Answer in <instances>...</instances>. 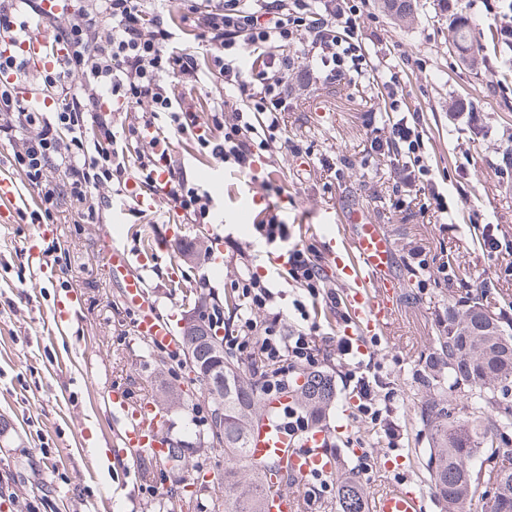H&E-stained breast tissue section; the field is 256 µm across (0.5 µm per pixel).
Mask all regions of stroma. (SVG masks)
<instances>
[{
	"instance_id": "35a3bbf8",
	"label": "stroma",
	"mask_w": 512,
	"mask_h": 512,
	"mask_svg": "<svg viewBox=\"0 0 512 512\" xmlns=\"http://www.w3.org/2000/svg\"><path fill=\"white\" fill-rule=\"evenodd\" d=\"M363 20L378 75L397 65L406 103L421 116L431 178L448 195V224L428 222L415 207L395 210L389 166L363 160L370 133L366 114L378 106L375 89L365 82L292 86L285 118L289 137L311 152L305 166L273 148L252 172L241 173L204 155L192 136H180L173 148L175 167L215 201L219 221L204 228L183 223L173 209L148 208L142 217L132 216L112 186L98 190L112 201L103 223L60 219L39 227L37 194L15 173L11 146L0 145V173L16 185L11 213L0 217V421L7 423L0 428V512H188L174 479L160 473L148 453L123 447L122 422L111 404L116 389L137 403L154 394L184 395L165 429L187 445L184 477L200 470L208 475L195 502L203 504V512H224V451L200 436L193 421L194 410L209 409L208 396L187 368L137 335L138 312L125 300L121 278L109 270L108 247L137 254L147 238L159 247L156 265L132 271L172 327H179L185 311L179 290L171 286L173 270L193 283L207 280L221 296L231 294L236 274L248 270L263 275L276 294L275 310L291 330L302 324L294 303L305 293L290 276L284 251L300 244L327 258L316 229L322 215H329L342 235L346 212L356 209L392 241L394 316L371 338L362 360L376 366L395 393L398 452L408 459L398 474L377 468L366 490L375 495L401 476L429 486L416 457L428 445L417 412L429 398H447L448 383L425 384L419 371L441 352L437 338L448 318V299L486 288L490 311L512 315V169L501 166L512 148V78L502 81L469 69L449 54L448 14L437 0H424L406 23L394 20L377 0H366ZM459 98L470 102L471 111L450 112ZM323 159L339 168L335 181H326ZM269 211L286 224L287 241L258 233L256 226ZM488 223L498 227L502 250L496 254L480 245ZM192 239L222 248L221 263H185L175 246ZM56 242L68 249L67 262L38 268L30 246L43 252ZM445 263L454 270L448 280L440 272ZM65 294L73 297L75 309L62 332L54 305ZM348 399L347 391L337 389L321 422L328 429L351 427L348 440L330 442L343 470L354 463L353 447L388 446L381 428L347 419Z\"/></svg>"
}]
</instances>
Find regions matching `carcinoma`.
<instances>
[{
	"label": "carcinoma",
	"mask_w": 512,
	"mask_h": 512,
	"mask_svg": "<svg viewBox=\"0 0 512 512\" xmlns=\"http://www.w3.org/2000/svg\"><path fill=\"white\" fill-rule=\"evenodd\" d=\"M383 8L405 21L416 14L417 0H383ZM449 32V45L465 66L484 67L493 55L512 67V40L504 31H485L460 11L451 14ZM487 300L482 288L448 298V326L437 340L452 399L433 400L420 412L430 434L424 465L446 512H467L474 501L482 512H512V319L491 313ZM182 337L193 346V372L211 400V444L224 449V512H264L274 469L251 462L248 449L267 398L254 378L228 361L224 340L200 318L186 319ZM289 396L317 414L332 404L336 390L327 375L313 374ZM492 478L488 498L481 485ZM336 494L338 512H365L366 492L357 480L336 478Z\"/></svg>",
	"instance_id": "1"
}]
</instances>
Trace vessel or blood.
I'll use <instances>...</instances> for the list:
<instances>
[{"instance_id": "1", "label": "vessel or blood", "mask_w": 512, "mask_h": 512, "mask_svg": "<svg viewBox=\"0 0 512 512\" xmlns=\"http://www.w3.org/2000/svg\"><path fill=\"white\" fill-rule=\"evenodd\" d=\"M46 44L43 31L34 29L30 41L23 46L31 65L42 64ZM349 222L353 227L350 239L331 250L330 257L337 278L346 285L343 295L346 314L357 335L370 337L383 329L393 314L396 283L390 276L392 245L381 227L367 223L361 212L351 211ZM127 292L135 299L139 310L137 333L154 345L171 346L175 341L171 327L156 316L142 279L130 278ZM286 402L283 396L269 400L271 412L259 423L250 439L251 461L261 465L271 459L279 460L283 474L295 480L316 472L333 471L337 460L326 452L330 437L325 431L315 430L303 438L293 439L283 429L279 411ZM112 410L123 421L122 440L126 447L148 449L156 458L167 454L162 414L147 404L131 406L119 391L112 394ZM424 500L421 486L406 479L394 482L376 494L371 510L423 512ZM296 504L294 495L274 488L267 496L266 512H296Z\"/></svg>"}]
</instances>
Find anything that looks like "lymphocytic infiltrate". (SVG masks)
<instances>
[{"mask_svg": "<svg viewBox=\"0 0 512 512\" xmlns=\"http://www.w3.org/2000/svg\"><path fill=\"white\" fill-rule=\"evenodd\" d=\"M59 6L50 40L65 55L52 68L34 70L22 44L41 17L37 0H0V143L11 146L48 219L67 201L80 207L81 223H102L109 203L98 188L132 184L143 195L165 193L185 223H213L211 193L172 165L173 138L204 124L200 148L245 170L276 142L304 159L309 149L289 138L284 121L293 43L310 56L308 74L316 80L355 85L374 72L358 0H181L175 12L160 11L152 0H59ZM202 72L234 88L240 107L228 112L223 100H213L206 121H199L187 101L190 88L177 80ZM31 86L50 92L57 110L28 101L24 91ZM377 86L394 118L372 128L363 152L391 166L395 209L415 204L442 217L448 202L430 177L423 131L400 113L405 94L398 74ZM288 264L312 300L338 305L320 288L322 267L311 250L289 249ZM234 289L242 311L227 344L272 365L271 375L259 381L265 395L288 387L294 374L318 371L322 350L315 336L282 330L260 276L239 275ZM332 349L359 418L383 425L390 445H397V425L383 420L392 393H380L379 379L353 363V341L337 337Z\"/></svg>", "mask_w": 512, "mask_h": 512, "instance_id": "lymphocytic-infiltrate-1", "label": "lymphocytic infiltrate"}]
</instances>
